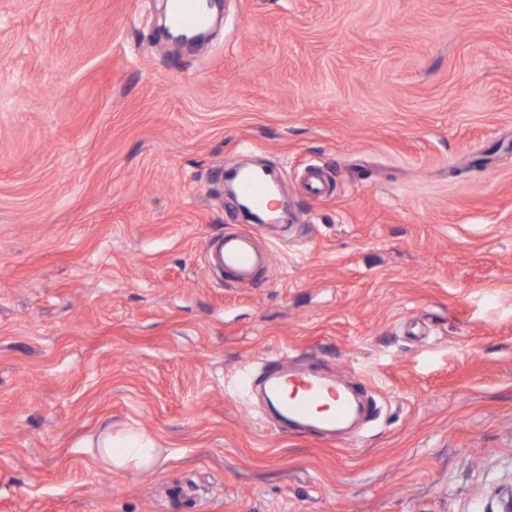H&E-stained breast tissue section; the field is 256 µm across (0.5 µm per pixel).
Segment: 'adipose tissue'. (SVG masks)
<instances>
[{
  "instance_id": "obj_1",
  "label": "adipose tissue",
  "mask_w": 512,
  "mask_h": 512,
  "mask_svg": "<svg viewBox=\"0 0 512 512\" xmlns=\"http://www.w3.org/2000/svg\"><path fill=\"white\" fill-rule=\"evenodd\" d=\"M89 446L98 464L117 471L151 469L160 458L155 440L140 430L108 429L90 441Z\"/></svg>"
}]
</instances>
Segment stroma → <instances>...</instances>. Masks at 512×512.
I'll return each instance as SVG.
<instances>
[{"label": "stroma", "instance_id": "35a3bbf8", "mask_svg": "<svg viewBox=\"0 0 512 512\" xmlns=\"http://www.w3.org/2000/svg\"><path fill=\"white\" fill-rule=\"evenodd\" d=\"M166 7L0 0V512H496L512 0H229L196 49ZM246 156L292 206L260 288L207 252ZM286 349L375 401L355 441L239 395ZM108 424L159 465H97Z\"/></svg>", "mask_w": 512, "mask_h": 512}]
</instances>
